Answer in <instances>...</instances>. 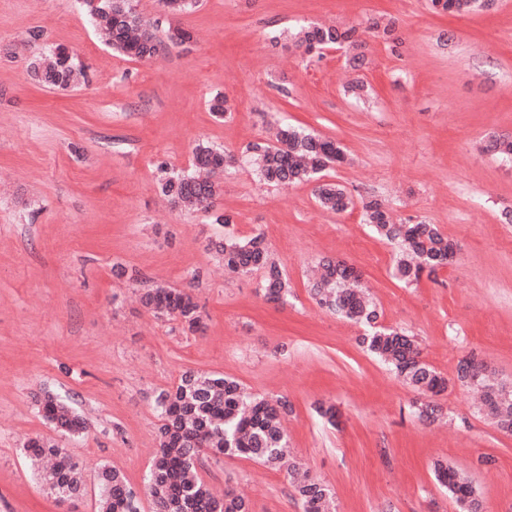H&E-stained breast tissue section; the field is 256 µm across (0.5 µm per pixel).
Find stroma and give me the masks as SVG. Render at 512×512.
I'll list each match as a JSON object with an SVG mask.
<instances>
[{
  "mask_svg": "<svg viewBox=\"0 0 512 512\" xmlns=\"http://www.w3.org/2000/svg\"><path fill=\"white\" fill-rule=\"evenodd\" d=\"M134 5L190 42L130 60L73 0H0V512H97L91 490L58 506L23 455L30 438L54 434L36 405L47 392L86 421L64 443L85 479L101 464L120 470L150 512L154 399L189 369L287 398L292 456L331 488L337 512H459L435 478L438 459L486 512H512V435L457 380L473 354L512 382V161L483 150L512 137V0L463 17L429 0H200L177 15L159 0ZM382 16L397 21L398 53L369 29ZM316 22L359 29L371 98L346 93L344 50L309 54L289 41ZM35 28L44 42H28ZM46 45L75 54L87 82L60 92L34 80L29 60ZM218 93L232 107L221 120L208 108ZM276 121L340 142L346 159L329 179L384 199L397 218L438 225L456 259L402 285L393 246L361 209L329 213L312 185L260 183L245 148ZM200 140L237 157L216 205L237 236L265 233L288 274L284 305L264 300L258 275L226 276L206 244L227 228L162 200L157 164L189 168ZM325 257L357 268L379 325L414 336L447 379L435 397L445 420L414 417L415 392L359 344L365 327L311 298L310 270ZM156 284L193 290L204 333L138 303ZM321 402L335 405L336 423ZM200 475L246 495L251 512H301L286 470L227 457Z\"/></svg>",
  "mask_w": 512,
  "mask_h": 512,
  "instance_id": "stroma-1",
  "label": "stroma"
}]
</instances>
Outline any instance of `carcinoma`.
Returning a JSON list of instances; mask_svg holds the SVG:
<instances>
[{
	"instance_id": "1",
	"label": "carcinoma",
	"mask_w": 512,
	"mask_h": 512,
	"mask_svg": "<svg viewBox=\"0 0 512 512\" xmlns=\"http://www.w3.org/2000/svg\"><path fill=\"white\" fill-rule=\"evenodd\" d=\"M91 24L105 34L118 54L129 58H152L159 54L163 38L137 13L133 0H80ZM432 9L458 15L490 10L495 0H430ZM358 48L355 31L313 24L297 33L296 46L307 52L326 47ZM32 76L58 90H67L84 74L83 66L55 48L34 57L29 64ZM486 150L503 158H512V138L492 137ZM258 178L272 185L316 183L314 194L325 211L340 214L353 207L354 199L341 185L321 180V174L344 160L337 141L307 133L288 123L278 126L275 142H256L247 147ZM234 158L208 141L196 143L193 171H174L166 164L157 166V186L174 205L206 213L212 223L226 227L232 216L215 208L219 186L202 178L231 165ZM363 218L376 233L397 245L394 277L404 285L419 281L448 264L455 254V242L436 224L396 219L378 198L362 200ZM207 248L224 263L230 273L261 275L259 288L268 303L282 304L288 295V279L265 236L256 233L239 239L232 233L212 239ZM359 276L344 263L323 259L311 283L312 298L349 321L365 325L371 331L362 344L398 377L425 396L415 402L417 417L436 420L443 407L426 399L445 391L446 380L422 360L415 341L393 327H375L378 312L375 303L358 288ZM142 305L181 322L183 329L198 333L203 315L194 296L186 291L156 285L145 288ZM458 381L480 393L479 410L496 428L512 434V383L493 381L482 361L471 354L460 361ZM159 424L157 448L146 476L152 512H250L248 501L232 490L214 496L200 477L199 470L210 460L245 457L272 467L286 466L298 473L292 482L294 498L302 512H333L332 490L323 482L299 474L298 464L285 456L287 438L282 421L288 414V400L259 398L246 391L234 378L186 371L171 389L155 399ZM43 419L63 436H74L84 428L78 414L51 394L40 399ZM25 455L38 461L49 458L53 465L39 473L49 493L58 502L73 501L84 493L79 464L57 443L42 437L28 441ZM437 480L448 489L461 512H483V502L475 488L447 464H434ZM100 512H139L136 492L120 471L107 465L97 472Z\"/></svg>"
}]
</instances>
